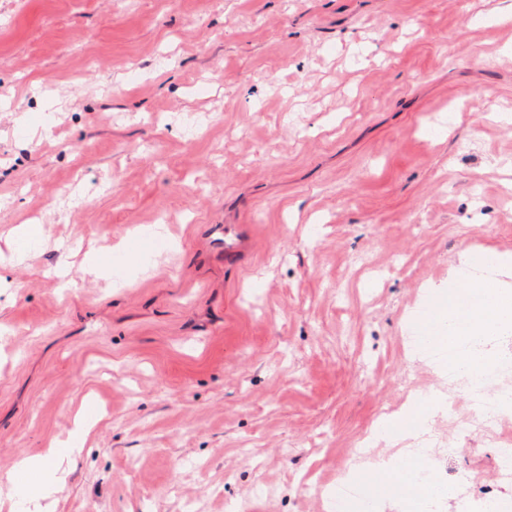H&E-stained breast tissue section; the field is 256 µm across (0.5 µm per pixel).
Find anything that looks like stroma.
<instances>
[{"label":"stroma","instance_id":"stroma-1","mask_svg":"<svg viewBox=\"0 0 512 512\" xmlns=\"http://www.w3.org/2000/svg\"><path fill=\"white\" fill-rule=\"evenodd\" d=\"M492 4L512 0H0V476L89 397L55 512L206 489L207 512H322L305 486L363 482L362 431L439 384L403 352L408 312L468 247L512 254ZM160 222L156 255L132 232ZM23 224L43 241L14 263ZM471 421H435L460 449L437 470L512 500ZM244 238L239 224H224V248L220 242V250H224V262L237 266L243 262L245 249Z\"/></svg>","mask_w":512,"mask_h":512}]
</instances>
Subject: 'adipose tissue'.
Wrapping results in <instances>:
<instances>
[{"mask_svg":"<svg viewBox=\"0 0 512 512\" xmlns=\"http://www.w3.org/2000/svg\"><path fill=\"white\" fill-rule=\"evenodd\" d=\"M406 328L417 337L416 354L445 344L453 356L450 370L477 378L496 358L493 341L512 336V285L505 282L458 281L455 290L428 289L409 315ZM438 414L432 398H421L405 413L384 419L378 441L398 444L431 426ZM96 420L89 407H81L78 422L66 438L37 453L19 454L10 475L0 481V501L12 512H50V501L64 490L70 468L82 453ZM373 487L365 505L372 508L402 502L410 512H429L437 502L455 499L452 486L440 482L432 461L399 453L368 464Z\"/></svg>","mask_w":512,"mask_h":512,"instance_id":"obj_1","label":"adipose tissue"}]
</instances>
